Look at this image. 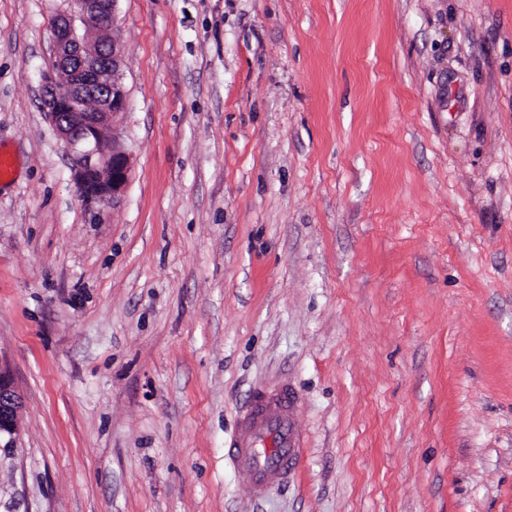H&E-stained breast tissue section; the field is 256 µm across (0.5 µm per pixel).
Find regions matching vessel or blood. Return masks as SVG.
Segmentation results:
<instances>
[{"label": "vessel or blood", "mask_w": 512, "mask_h": 512, "mask_svg": "<svg viewBox=\"0 0 512 512\" xmlns=\"http://www.w3.org/2000/svg\"><path fill=\"white\" fill-rule=\"evenodd\" d=\"M297 403L296 393L285 384L252 393L246 402L241 427L224 457L249 471L253 493L287 480L300 462L303 443L290 417Z\"/></svg>", "instance_id": "obj_1"}]
</instances>
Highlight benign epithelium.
Returning a JSON list of instances; mask_svg holds the SVG:
<instances>
[{
  "instance_id": "obj_1",
  "label": "benign epithelium",
  "mask_w": 512,
  "mask_h": 512,
  "mask_svg": "<svg viewBox=\"0 0 512 512\" xmlns=\"http://www.w3.org/2000/svg\"><path fill=\"white\" fill-rule=\"evenodd\" d=\"M120 0H68L52 24L53 57L43 72L42 103L72 156L86 202L102 205L123 195L134 158L107 139L127 108L124 48L117 36L98 33L115 25ZM21 397L0 366V447H16Z\"/></svg>"
}]
</instances>
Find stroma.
Instances as JSON below:
<instances>
[{"label": "stroma", "mask_w": 512, "mask_h": 512, "mask_svg": "<svg viewBox=\"0 0 512 512\" xmlns=\"http://www.w3.org/2000/svg\"><path fill=\"white\" fill-rule=\"evenodd\" d=\"M62 0H0V512H512V0H120L134 167L43 113ZM306 440L264 497L251 389ZM21 397L10 375L0 365V447H16ZM297 403L288 384L252 393L240 429L224 448V459L249 471L256 495L272 482L286 481L300 462L304 447L290 417Z\"/></svg>", "instance_id": "1"}]
</instances>
